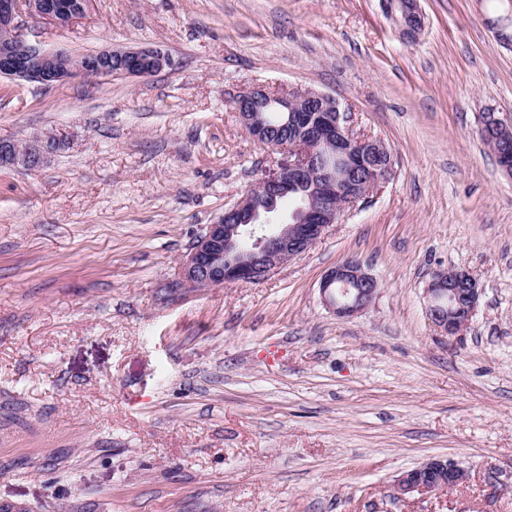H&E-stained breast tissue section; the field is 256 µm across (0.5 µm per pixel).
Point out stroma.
<instances>
[{
	"label": "stroma",
	"instance_id": "stroma-1",
	"mask_svg": "<svg viewBox=\"0 0 512 512\" xmlns=\"http://www.w3.org/2000/svg\"><path fill=\"white\" fill-rule=\"evenodd\" d=\"M92 0L25 36L75 55L152 45L141 80H0V512H512V0ZM313 89L393 153L391 178L264 281L188 289L181 258L273 157L233 94ZM358 258L373 304L320 282ZM437 268L482 289L463 335L426 315ZM468 473L397 497L430 456ZM384 10L388 17L401 30L407 40H416L424 28V16L418 0L383 1ZM480 133L496 144V159L503 160L500 168L512 175V128L498 118L493 112H486L482 117ZM481 135L484 142L486 140ZM487 143V142H486ZM488 144V143H487ZM60 141L56 136L47 139H35L25 142L23 147L18 145L15 140H0V164L3 165H22L28 168L39 167L52 153ZM326 306L336 315L352 316L367 309L378 294V281L357 259L337 265L321 282Z\"/></svg>",
	"mask_w": 512,
	"mask_h": 512
}]
</instances>
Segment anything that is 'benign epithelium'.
Here are the masks:
<instances>
[{"label":"benign epithelium","instance_id":"obj_1","mask_svg":"<svg viewBox=\"0 0 512 512\" xmlns=\"http://www.w3.org/2000/svg\"><path fill=\"white\" fill-rule=\"evenodd\" d=\"M91 0H0V78L66 83L79 76L102 77L112 61L123 64V75L149 79L171 66L168 54L153 46L121 47L70 58L64 50H46L26 39L25 16L64 28L84 16ZM384 10L407 40L424 28L418 0H385ZM242 127L257 143L284 159L264 171L258 183L206 226L180 262L179 284L187 288L257 283L276 268L310 250L336 223L341 213L363 200L393 173L394 161L380 140L356 136L349 116L336 99L313 90L271 93L262 88L233 96ZM288 112L291 142L271 139L275 129L269 108ZM480 133L496 144L500 168L512 175V127L494 113L482 117ZM60 145L58 138L0 140V164L40 166ZM311 184V191L291 211L278 200L288 190ZM321 293L336 315L352 316L367 309L378 294V281L357 259L324 276ZM481 288L466 271L436 269L426 288L427 315L441 333L458 336L467 328ZM467 473L457 465L429 457L394 481L396 495L427 494L464 483Z\"/></svg>","mask_w":512,"mask_h":512}]
</instances>
